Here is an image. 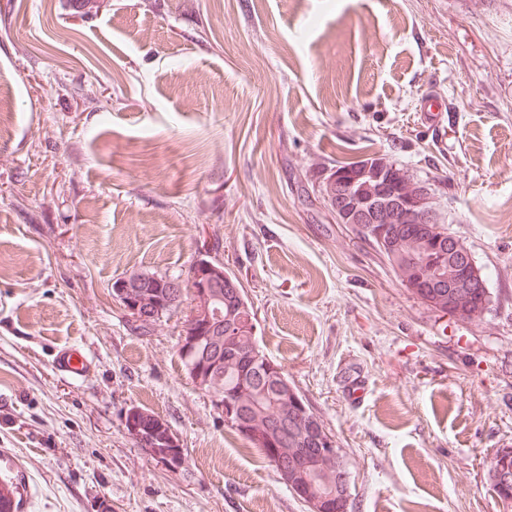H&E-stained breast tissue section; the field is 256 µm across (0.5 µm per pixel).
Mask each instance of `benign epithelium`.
I'll list each match as a JSON object with an SVG mask.
<instances>
[{
	"mask_svg": "<svg viewBox=\"0 0 512 512\" xmlns=\"http://www.w3.org/2000/svg\"><path fill=\"white\" fill-rule=\"evenodd\" d=\"M400 206L401 216L414 219L419 224H438L440 220L433 209L420 207L419 202L410 196L403 197ZM366 210L353 211L349 218L354 226L364 232H370L381 238L385 228L364 223ZM437 235L419 241L415 251H407L395 245L391 246L388 264L405 276V282L418 294L432 282L448 286V313L458 317H471L485 312L490 307L488 295L473 301L464 297L462 289H486V285L477 273L471 254L467 247L454 235L436 228ZM448 253L455 260L448 263L434 260L436 253ZM152 283L149 276L132 274L124 277L113 285V295L119 302L121 310L133 322L148 324L156 318L158 304L148 306L146 300L137 296L139 289ZM170 304H183L189 301V310L182 322L180 335L192 336L194 340L187 350L194 357L196 369L193 379L199 389L203 390L211 384L213 367L210 366L211 352L217 348L224 335V327L230 329L239 324H224V264L197 261L193 264L187 281L172 280ZM262 376L269 381L284 387L287 392H279L284 407L282 419L273 431L261 435L263 440H271L280 433L287 432L288 421L301 423L302 434L314 436L316 447L309 453L298 451L293 455L294 462L287 467L279 468V480L287 485L294 496L301 500L308 512H345L350 500V475L342 464L341 449L338 448L336 437L327 432L319 420L308 415L303 402L285 380L283 370L273 361L264 360ZM336 457L339 465L328 481L320 477V473L312 470V457ZM490 487L494 495L503 503L512 500V455L499 453L497 464L491 468Z\"/></svg>",
	"mask_w": 512,
	"mask_h": 512,
	"instance_id": "7a95c632",
	"label": "benign epithelium"
}]
</instances>
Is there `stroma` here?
<instances>
[{
    "mask_svg": "<svg viewBox=\"0 0 512 512\" xmlns=\"http://www.w3.org/2000/svg\"><path fill=\"white\" fill-rule=\"evenodd\" d=\"M0 86L18 512H307L189 379L185 308L143 336L113 297L203 253L335 435L350 512H512L488 476L512 448V0H0ZM373 155L430 188L487 281L481 317L423 303L337 223L325 177ZM65 347L91 376L55 370ZM132 407L171 427L181 468L136 445Z\"/></svg>",
    "mask_w": 512,
    "mask_h": 512,
    "instance_id": "obj_1",
    "label": "stroma"
}]
</instances>
